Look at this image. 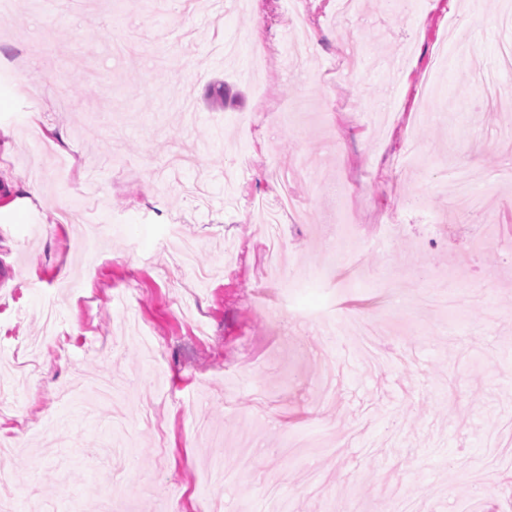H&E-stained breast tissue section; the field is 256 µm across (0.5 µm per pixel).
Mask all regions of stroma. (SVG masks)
Wrapping results in <instances>:
<instances>
[{
  "label": "stroma",
  "instance_id": "stroma-1",
  "mask_svg": "<svg viewBox=\"0 0 512 512\" xmlns=\"http://www.w3.org/2000/svg\"><path fill=\"white\" fill-rule=\"evenodd\" d=\"M0 8V453L18 512H512V444L488 463L486 432L512 421V44L503 0H359L337 22L301 0L318 49L292 66L296 15L278 0H8ZM103 27L139 29L118 58ZM250 159L238 186L234 160ZM471 172L488 208L448 206V171ZM298 168L300 210L279 234L294 274L326 262L322 231L342 223L345 276L283 292L261 277L255 196ZM40 188L30 196L28 185ZM94 195L79 197L84 185ZM111 226L96 258L62 209ZM458 233L449 236V225ZM435 289L482 306L438 315L407 305ZM374 318L385 354L368 363L346 328L331 350L316 315ZM52 309L68 357L42 346L15 368ZM254 385H245L242 366ZM324 424L329 448L284 455ZM245 434L250 467L207 484L222 442Z\"/></svg>",
  "mask_w": 512,
  "mask_h": 512
}]
</instances>
